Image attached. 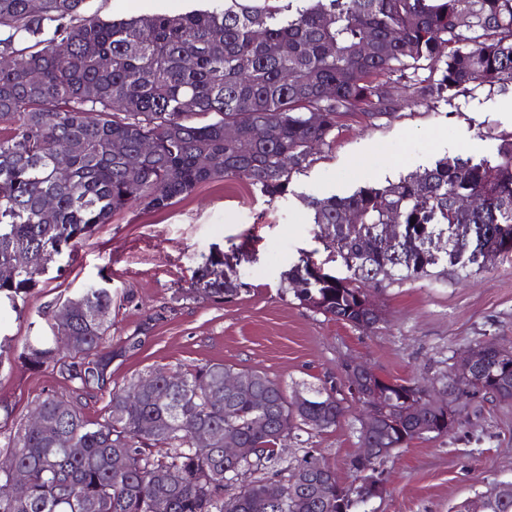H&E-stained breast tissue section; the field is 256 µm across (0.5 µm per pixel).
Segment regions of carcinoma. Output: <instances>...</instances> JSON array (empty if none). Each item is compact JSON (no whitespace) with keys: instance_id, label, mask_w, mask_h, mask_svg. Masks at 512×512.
Returning <instances> with one entry per match:
<instances>
[{"instance_id":"carcinoma-1","label":"carcinoma","mask_w":512,"mask_h":512,"mask_svg":"<svg viewBox=\"0 0 512 512\" xmlns=\"http://www.w3.org/2000/svg\"><path fill=\"white\" fill-rule=\"evenodd\" d=\"M87 0H0V260L16 249L25 266L0 273V298L18 299L55 262L46 251L60 241L72 251L125 208L164 211L199 184L243 180L274 200L291 174L314 161L349 116L389 117L398 101L446 102L480 89L512 87V0H224V7L184 14L141 15L103 21L86 13ZM288 50H283V47ZM109 67L101 66L102 60ZM41 79L33 84L31 70ZM263 125L266 141H253ZM154 151L129 173L119 141L136 153L144 141ZM206 158L207 163L200 162ZM52 220L42 215L45 198ZM474 199L475 206L463 201ZM314 238L329 253L343 252V273L316 276V261L302 256L283 274L281 291L299 304L354 328L386 321L367 306L370 290L409 279H440L467 245L447 246L444 261L430 262L431 239L401 238L389 247L343 227L344 215L361 224H458L492 242L482 269L512 253V133L494 156H445L431 168L397 181L366 185L348 196L311 197ZM253 284L224 279V259L210 255L194 271L186 298L230 303ZM58 307L67 322L51 335L28 340L20 357L37 368H59L73 393L109 388L96 419L49 391L34 410L49 421L45 435L25 422L0 425L10 448L0 483L17 469L28 475L0 512H353L354 486L336 487L324 457L314 451L284 463L283 449L300 433L317 435L347 414L334 386L309 385L308 404L264 372L250 393L231 401L224 372L206 363L186 370L153 369L170 386L157 402L137 379L112 383V289L90 283ZM474 371L458 376L450 401L512 405V342L482 336L470 345ZM384 386L383 424L358 433L361 448H404L417 426L437 425L439 414L403 394L408 381L373 379ZM236 431L256 449L252 461L224 458L220 446L191 443L199 426ZM165 448L161 456L154 448ZM70 448L82 449L72 455ZM127 465L112 470V455ZM235 472L237 491L227 496L224 471ZM262 478H251L257 471ZM285 496L269 500V483ZM482 512H512V482L479 496Z\"/></svg>"}]
</instances>
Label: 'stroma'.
Listing matches in <instances>:
<instances>
[{
    "instance_id": "1",
    "label": "stroma",
    "mask_w": 512,
    "mask_h": 512,
    "mask_svg": "<svg viewBox=\"0 0 512 512\" xmlns=\"http://www.w3.org/2000/svg\"><path fill=\"white\" fill-rule=\"evenodd\" d=\"M214 6V0H88L89 13L106 21ZM511 132L512 90L496 88L448 103L404 104L377 120L347 118L335 142L293 173L286 194L275 200L240 180L210 181L167 210L135 204L116 214L41 278L23 314L0 310V333L23 348L29 337L49 335L46 306L85 284L108 282L113 381L156 367L224 362L262 370L290 391L305 383L337 384L349 411L308 446L318 449L341 483H351L358 409L343 383V364L356 359L382 378L428 383L474 339L512 340V256L498 258L487 272L387 288L375 297L386 324L353 328L281 291V274L300 253L312 254L327 271L338 268L314 237L304 198L345 196L395 181L447 155L489 156ZM213 253L234 263L255 292L227 304L184 297L194 269ZM69 387L56 370L36 371L20 360L0 367V398L17 419L45 392L64 394ZM379 471L386 492L367 503V512H456L494 484L512 481V406L469 408L453 432L395 450Z\"/></svg>"
}]
</instances>
